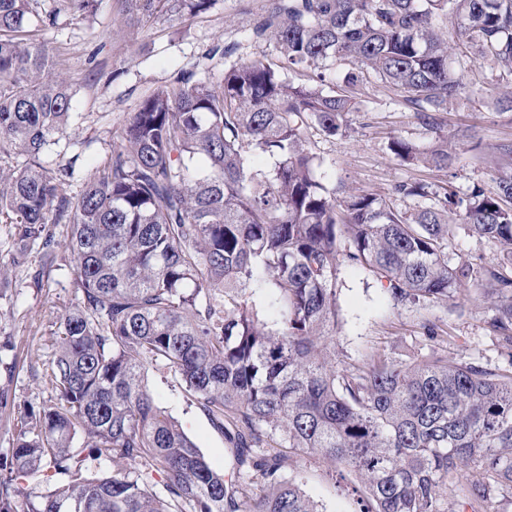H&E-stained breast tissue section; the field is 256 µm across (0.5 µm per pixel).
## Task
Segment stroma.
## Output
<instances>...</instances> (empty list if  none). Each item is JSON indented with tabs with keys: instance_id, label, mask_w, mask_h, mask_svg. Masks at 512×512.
Here are the masks:
<instances>
[{
	"instance_id": "stroma-1",
	"label": "stroma",
	"mask_w": 512,
	"mask_h": 512,
	"mask_svg": "<svg viewBox=\"0 0 512 512\" xmlns=\"http://www.w3.org/2000/svg\"><path fill=\"white\" fill-rule=\"evenodd\" d=\"M270 0H212L199 15L173 11L149 18L126 14L120 0H98L92 14L74 18L63 0H38L40 15H53V24L32 25L34 38L57 52L60 69L71 85L74 122L58 145L41 157L54 167L75 160L71 192H79L87 173L110 158L121 145L119 132L141 100L170 87L187 75L220 81L222 56H210L216 44L235 46V58L277 61L273 40L253 41L249 33L267 15ZM469 97L436 113L435 123L406 107L397 92L374 75L355 88L359 111L347 116L345 135L327 137L309 128L306 140L320 160L318 172L336 197L353 192L372 193L404 211L419 209L423 199L398 192L400 184L421 182L448 186L466 195L473 186L490 185L500 160V148L512 145V112L501 111L488 84L495 80L490 62L478 59L464 77ZM454 142L447 168L407 166L388 148L399 136L427 148L438 132ZM13 225L0 220V262L9 264V279L0 285V393L13 408L0 409V455L12 446L20 414L38 409L52 396L46 372L54 356L52 333L59 317L74 306L80 293L75 284V259L67 225L55 227L56 258L44 269L42 252L31 247L20 265H12L16 251ZM499 249L491 240L472 235L456 224L448 241V262H469L474 269L496 262ZM334 338L338 362H359L383 350L408 361L426 360L432 353L457 362H478L494 369L507 366L512 355L502 348L489 322L494 315L488 300L477 291L465 292L449 303L401 306L370 278L341 264ZM145 381L158 403L179 422L210 466L231 475L227 442L205 413L191 401L178 379L155 365L145 368ZM303 489L323 512H359L353 482L335 478L333 466L311 457L299 460Z\"/></svg>"
}]
</instances>
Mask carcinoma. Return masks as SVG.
Segmentation results:
<instances>
[{
  "mask_svg": "<svg viewBox=\"0 0 512 512\" xmlns=\"http://www.w3.org/2000/svg\"><path fill=\"white\" fill-rule=\"evenodd\" d=\"M150 15L169 0H121ZM36 0H0V216L16 225L18 264L51 224L70 226L80 300L65 311L47 377L54 395L24 413L0 461V512H321L296 459L353 473L360 512H449L447 495L484 512L512 508V370L407 363L378 351L332 363L341 261L397 303L450 302L473 283L512 348V163L494 186L433 196L413 213L371 194L338 201L305 131H347L351 86L371 72L431 121L467 92L441 26L512 77V0H274L251 37L276 63L240 60L218 85L158 89L120 129L121 149L67 192L73 166L40 155L70 125L72 91L29 34ZM350 65L328 78L324 62ZM309 71L312 84L292 75ZM254 148L275 159L257 173ZM402 163L446 167L448 136L422 151L395 136ZM498 243V264H448V214ZM173 374L224 433L233 479L214 471L144 384ZM113 463L110 473L97 470ZM57 479L30 487L44 466ZM162 490H156L157 486Z\"/></svg>",
  "mask_w": 512,
  "mask_h": 512,
  "instance_id": "cac0c4a2",
  "label": "carcinoma"
}]
</instances>
